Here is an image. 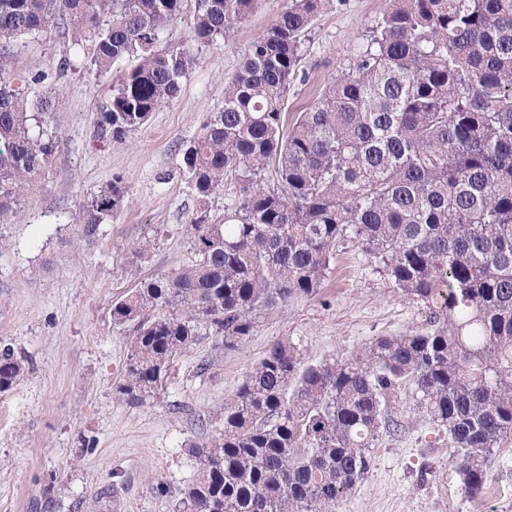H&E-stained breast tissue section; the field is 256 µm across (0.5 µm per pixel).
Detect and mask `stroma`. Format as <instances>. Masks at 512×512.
Segmentation results:
<instances>
[{"label":"stroma","instance_id":"stroma-1","mask_svg":"<svg viewBox=\"0 0 512 512\" xmlns=\"http://www.w3.org/2000/svg\"><path fill=\"white\" fill-rule=\"evenodd\" d=\"M196 0L161 36L195 63L177 98L123 140L100 136L99 109L112 79L75 59L68 75L47 80L52 123L61 141L47 171L0 223V347L24 366L0 394V512H176L178 492L197 474L191 445L224 428L226 398L277 341L304 361L340 360L382 336L429 326V312L404 295L357 244L336 247L316 296L264 317L239 348L202 337L178 355L158 392L131 405L116 387L125 375L133 331L112 321V304L154 278L190 264L189 222L197 203L181 171L180 146L224 106V87L244 52L276 20L285 0H261L228 38L202 47L190 37ZM386 0H334L314 21L288 118L314 100L353 57ZM69 46L63 25L20 41V64L55 72ZM128 190L123 210L91 245H65L80 205L114 178ZM141 241L150 248L134 258ZM387 412L402 432L381 435L369 472L336 512H512V436L501 442L489 480L493 500L467 494L446 430L423 413L405 387Z\"/></svg>","mask_w":512,"mask_h":512}]
</instances>
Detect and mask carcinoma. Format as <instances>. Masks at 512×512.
Listing matches in <instances>:
<instances>
[{"label":"carcinoma","mask_w":512,"mask_h":512,"mask_svg":"<svg viewBox=\"0 0 512 512\" xmlns=\"http://www.w3.org/2000/svg\"><path fill=\"white\" fill-rule=\"evenodd\" d=\"M259 0H197L192 38L228 37ZM332 0H286L244 53L224 109L181 148L198 207L192 264L112 305L134 329L117 393L154 396L203 334L239 348L260 318L317 294L336 245L357 242L430 328L377 338L343 361L307 364L273 344L224 401V429L188 452L199 464L178 512H336L370 469L384 417L411 385L448 431L464 489L478 494L512 433V0H389L351 62L291 126L283 112L314 19ZM184 0H0V59L60 21L97 74L125 58L101 108L121 140L172 102L195 58L159 47ZM49 73L0 67V221L58 150ZM236 200L211 216L227 185ZM116 178L88 197L68 241L90 244L118 214ZM23 374L0 348V392Z\"/></svg>","instance_id":"cac0c4a2"}]
</instances>
